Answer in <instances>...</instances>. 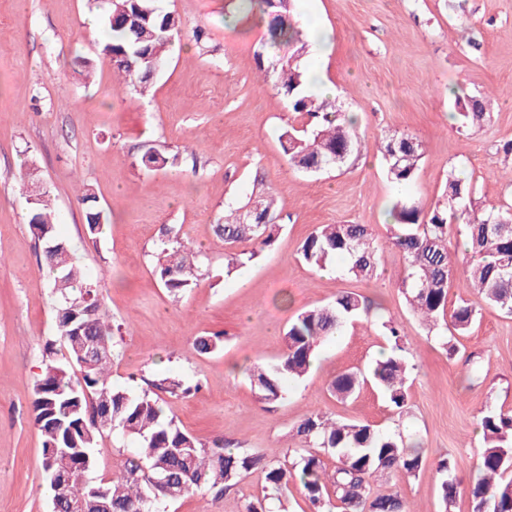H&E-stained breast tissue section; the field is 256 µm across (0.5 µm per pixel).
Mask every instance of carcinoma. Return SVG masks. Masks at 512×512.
<instances>
[{
	"label": "carcinoma",
	"instance_id": "carcinoma-1",
	"mask_svg": "<svg viewBox=\"0 0 512 512\" xmlns=\"http://www.w3.org/2000/svg\"><path fill=\"white\" fill-rule=\"evenodd\" d=\"M158 0H99L109 38L101 53L112 62L118 85L143 98L158 74L156 64L166 65L172 39L181 32L179 16L157 6ZM267 39L254 52L257 68L275 76L274 89L292 112L308 118L300 127L290 126L279 136L288 163L304 172L335 168L345 157L360 151L357 122L336 100H319L303 91L309 79L305 64L307 41L292 20V0H255ZM286 47L285 56H272L270 48ZM137 54L136 65L124 61ZM454 115L459 127L481 130L491 120L484 101H456ZM386 174L400 188L415 179L424 158L420 142L408 134L384 138ZM177 155L166 146L145 149L137 166L159 171L174 164ZM260 210L256 223H239L238 212L249 202L231 200L224 205V222L216 225L225 248L242 241L252 244L247 261L257 259L275 242L279 222L272 192L251 193ZM89 204L85 219L89 235L102 233L107 216L94 202L91 189L82 192ZM391 247L401 253L404 272L399 285L407 303L431 333L443 331V345L455 351L456 336L465 333L475 320V310L465 299L448 307V281L452 275L450 246L461 240L474 257L467 287L475 289L486 302L512 315V204L484 210L472 205V187L453 174L434 206L425 211L399 198L390 211ZM29 224L43 243V256L52 271L50 288L56 297V331L65 349L66 365L77 369L71 377L54 358L56 341L46 343L44 369L34 383L31 403L35 424L42 436V469L47 483L63 485L62 498L52 503V512H77L93 502L111 512H157V504L175 501L189 492L218 491L236 485L254 470L265 472L274 494L291 482L302 485L316 512H406L396 492L375 493L371 479L382 472L403 471L416 475L422 465L418 447H408L400 432L387 433L370 424L337 422L319 414L305 416L295 427L302 447L282 456L252 453L230 448L222 442L207 446L183 431L166 416V398H183L198 388L171 374H159L151 389L132 394L112 385L115 335L112 318L102 297V278L87 272L71 246L57 234L49 192L31 202ZM303 260L320 270L328 261L344 257L346 273L359 280L378 276L379 252L365 224H324L301 247ZM154 273L169 294L179 297L198 285L201 251L194 249L180 230L163 229L154 255ZM373 303L361 294L341 291L336 299L320 307L300 312L289 325L285 350L273 365L248 369L251 385L265 404L286 399L287 383L302 378L311 366L315 351L327 339L341 333L350 321L369 316ZM382 326L391 346L376 360L366 376L354 372L337 376L332 382L336 397H351L360 384L369 381L402 416L407 401L406 381L413 365L403 346L401 329L392 322ZM223 336H197L193 348L199 354L214 352ZM485 447L478 476L464 483L449 459L437 465L444 504L453 502L465 489L472 512H512V414L487 411L479 420ZM120 432L135 443L134 451L118 476L95 481L94 449L105 435ZM336 456L334 469L324 467L322 454ZM167 478L160 486L158 478Z\"/></svg>",
	"mask_w": 512,
	"mask_h": 512
}]
</instances>
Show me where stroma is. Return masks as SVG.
<instances>
[{"mask_svg": "<svg viewBox=\"0 0 512 512\" xmlns=\"http://www.w3.org/2000/svg\"><path fill=\"white\" fill-rule=\"evenodd\" d=\"M238 0H160L182 31L151 93L132 98L114 88L101 53L106 29L93 0H0V512H51L42 470V437L31 412L46 341L57 336L42 246L28 224L29 200L17 171L33 164L50 190L59 232L89 273L103 277L116 334L114 385L138 393L160 371L200 382L198 392L169 399L166 412L205 444L253 452L297 447L293 428L310 413L401 430L419 444L415 476L376 475L373 489L398 490L408 512H472L468 496L440 498L437 462L450 457L462 479L477 473L484 441L478 428L491 405L512 411V316L463 285L467 259L457 251L448 302L476 312L457 336L455 353L427 333L399 288L404 260L387 244L386 217L398 196L429 208L449 172L473 187L485 209L512 200V0H315L330 31L325 70L341 105L355 113L363 149L341 168L306 174L292 168L279 136L299 117L262 76L254 52L263 27L225 26ZM209 33L207 48L192 39ZM91 59L93 74L78 61ZM490 101L491 123L473 132L452 120L456 96ZM416 137L424 158L412 184L387 178L386 134ZM164 144L178 161L146 173L134 165L146 146ZM263 176L284 227L271 250L226 272L214 226L232 197H249ZM109 220L103 237L86 231L83 186ZM177 224L204 255L196 288L173 298L154 274L161 227ZM323 224H365L380 247L370 281L303 261V242ZM353 291L382 305L381 319L350 322L318 349L321 363L290 383L282 403L259 401L244 370L277 362L289 323L302 310ZM399 325L412 355L406 413L397 416L373 387L337 399L331 384L362 372L387 341L381 320ZM220 333V350L194 351L197 336ZM133 444L113 434L95 450L94 479L121 469ZM268 492L255 470L223 496L193 492L159 512H245Z\"/></svg>", "mask_w": 512, "mask_h": 512, "instance_id": "obj_1", "label": "stroma"}]
</instances>
